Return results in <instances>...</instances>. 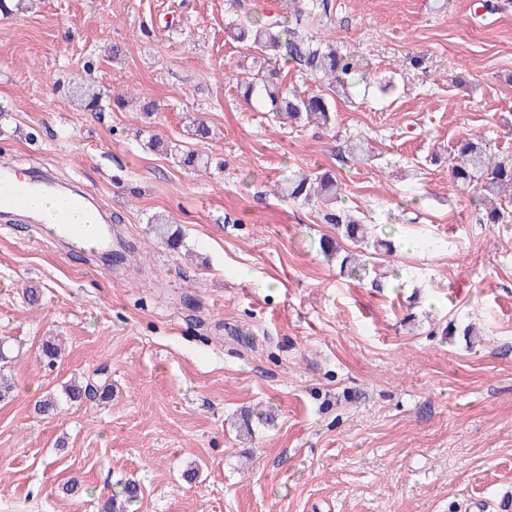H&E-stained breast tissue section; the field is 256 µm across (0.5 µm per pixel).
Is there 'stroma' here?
Masks as SVG:
<instances>
[{
    "label": "stroma",
    "instance_id": "35a3bbf8",
    "mask_svg": "<svg viewBox=\"0 0 512 512\" xmlns=\"http://www.w3.org/2000/svg\"><path fill=\"white\" fill-rule=\"evenodd\" d=\"M487 2L329 0L321 31L374 82L337 97L327 127L282 124L239 89L253 52L230 26L288 0L0 15V163L85 186L117 241L107 266L0 217V512H104L128 478L135 512H512V223H475L449 160L463 137L512 155V0ZM86 74L125 105L77 108L67 83ZM355 138L370 161L348 155ZM327 169L394 245L373 277L341 272L319 250L335 228L274 191ZM161 219L180 248L154 238ZM451 321L479 342L444 335ZM73 378L111 383V401H64ZM49 392L60 409L36 414ZM246 410L272 415L248 439Z\"/></svg>",
    "mask_w": 512,
    "mask_h": 512
}]
</instances>
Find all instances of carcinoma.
Returning a JSON list of instances; mask_svg holds the SVG:
<instances>
[{
  "label": "carcinoma",
  "instance_id": "1",
  "mask_svg": "<svg viewBox=\"0 0 512 512\" xmlns=\"http://www.w3.org/2000/svg\"><path fill=\"white\" fill-rule=\"evenodd\" d=\"M293 18L269 15L249 28H242L236 39L258 52L254 59L260 62L261 75L245 83V100L259 99L270 107L276 116L289 120L327 126L332 121L333 108L324 93L300 95L289 89L281 75L274 69H266L265 58L282 56L295 64L305 77L321 80L335 88H343L347 82L365 73L360 58L341 54L335 41L327 36L317 37L309 33L310 21L318 9H327V0H291ZM69 93L78 106L87 111L101 108L103 93L84 79L69 84ZM451 176L458 186L468 189L472 196L487 206L479 217L481 224H501L512 218L504 209L512 205V158L499 157L487 144L475 138H462L457 145L456 161L452 162ZM277 193L285 200L323 206V220L333 224L340 239L358 246L365 242L366 227L351 211L340 206L342 183L330 171L314 174L288 175L276 183ZM321 251L327 256L340 258V267L356 270L358 259L352 254H341L339 239L330 236L319 241ZM69 402L77 403L96 398L103 402L112 397V385L105 384L98 390L88 384H70L64 387ZM139 497V486L133 480L122 483V498L112 499L107 512H129Z\"/></svg>",
  "mask_w": 512,
  "mask_h": 512
}]
</instances>
